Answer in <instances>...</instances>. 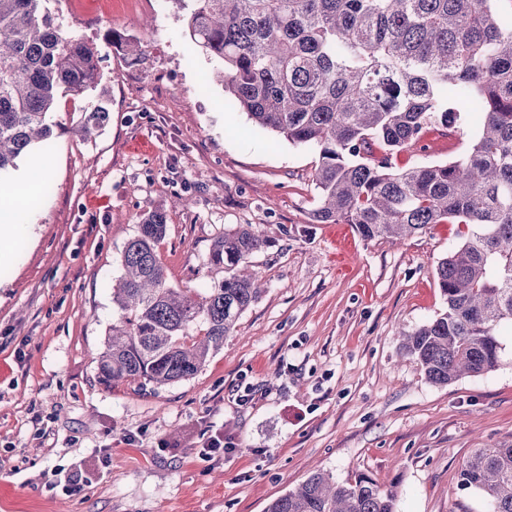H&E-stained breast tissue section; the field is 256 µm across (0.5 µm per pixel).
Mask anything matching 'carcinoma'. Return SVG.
Returning <instances> with one entry per match:
<instances>
[{"label": "carcinoma", "instance_id": "carcinoma-1", "mask_svg": "<svg viewBox=\"0 0 512 512\" xmlns=\"http://www.w3.org/2000/svg\"><path fill=\"white\" fill-rule=\"evenodd\" d=\"M48 0H0V174L48 141L59 96L98 89L91 41L67 34ZM203 54L220 64L225 106L261 130L319 152L316 224H352L366 240H402L431 224H459L462 241L435 276L446 310L402 333L426 380L446 386L495 370L512 328V23L499 0H172ZM132 60L140 42L109 29ZM474 126L470 150L397 169L392 156L424 132ZM108 119L82 114L87 137ZM167 230L158 209L123 250L112 291L117 317L97 364L107 387L152 390L193 378L224 347L264 291L244 273L266 241L240 226L217 239L211 287L173 288L156 254ZM459 484L489 512H512V445L477 448ZM398 492L367 477L338 483L312 473L267 512H397Z\"/></svg>", "mask_w": 512, "mask_h": 512}]
</instances>
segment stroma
<instances>
[{
  "mask_svg": "<svg viewBox=\"0 0 512 512\" xmlns=\"http://www.w3.org/2000/svg\"><path fill=\"white\" fill-rule=\"evenodd\" d=\"M71 35L94 39L102 95L64 97L54 135L0 175L13 189L51 154L54 172L26 211L29 236L0 264V512H266L314 470L364 475L398 492V512H485L459 473L477 448L512 444V336L499 367L438 386L401 350V331L442 313L434 270L460 227L434 224L401 243L316 224L318 152L227 116L218 65L187 37L171 0H49ZM145 46L133 62L104 42ZM107 103L89 140L69 128ZM424 151L466 152L429 131ZM189 208H170L174 195ZM166 208L156 248L168 283L207 288L214 240L248 224L265 290L192 379L157 390L105 388L97 360L117 315L112 286L140 218ZM254 398L239 405L242 382ZM228 457H202L217 434ZM80 494H65L73 471ZM105 39L112 43V45L122 48L126 55L132 60L139 62L142 60L144 52L141 48L140 42L133 38H128L125 34L108 29L104 35Z\"/></svg>",
  "mask_w": 512,
  "mask_h": 512,
  "instance_id": "35a3bbf8",
  "label": "stroma"
}]
</instances>
